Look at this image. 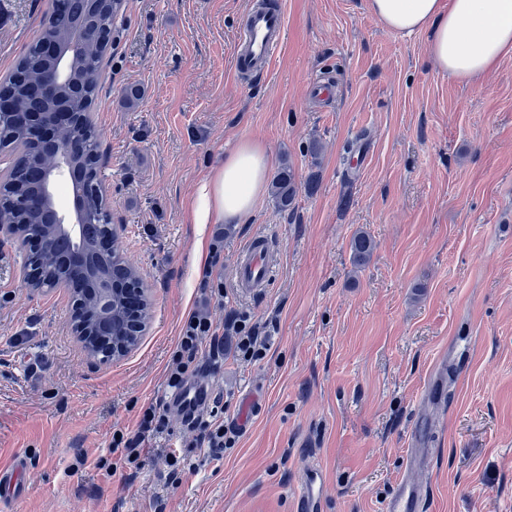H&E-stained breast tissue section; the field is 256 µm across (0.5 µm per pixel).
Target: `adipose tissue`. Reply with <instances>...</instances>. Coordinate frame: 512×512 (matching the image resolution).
Masks as SVG:
<instances>
[{
    "mask_svg": "<svg viewBox=\"0 0 512 512\" xmlns=\"http://www.w3.org/2000/svg\"><path fill=\"white\" fill-rule=\"evenodd\" d=\"M390 30L429 34L427 57L441 72L479 81L512 54V0H368ZM272 159L244 140L201 180L192 198L196 224H239L260 202Z\"/></svg>",
    "mask_w": 512,
    "mask_h": 512,
    "instance_id": "obj_1",
    "label": "adipose tissue"
}]
</instances>
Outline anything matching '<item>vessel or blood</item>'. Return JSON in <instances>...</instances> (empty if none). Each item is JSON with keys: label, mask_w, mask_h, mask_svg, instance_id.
Here are the masks:
<instances>
[{"label": "vessel or blood", "mask_w": 512, "mask_h": 512, "mask_svg": "<svg viewBox=\"0 0 512 512\" xmlns=\"http://www.w3.org/2000/svg\"><path fill=\"white\" fill-rule=\"evenodd\" d=\"M286 35V20L280 0L271 8L250 7L235 41V68L247 77L267 73ZM272 259L266 238H254L236 265L241 287L263 288L272 277ZM409 476L403 477L385 505V512H426L429 490L417 474L424 466L422 449H413L407 461ZM323 482L320 472L303 478L295 494L297 512H319Z\"/></svg>", "instance_id": "b4317fda"}]
</instances>
